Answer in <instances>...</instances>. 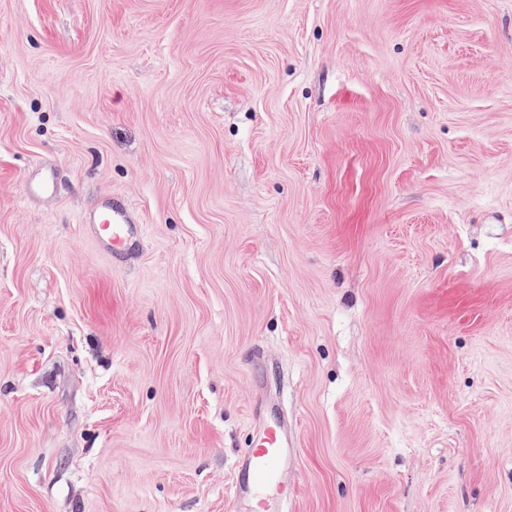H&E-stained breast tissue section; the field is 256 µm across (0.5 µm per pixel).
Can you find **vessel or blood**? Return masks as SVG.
Wrapping results in <instances>:
<instances>
[{
	"mask_svg": "<svg viewBox=\"0 0 512 512\" xmlns=\"http://www.w3.org/2000/svg\"><path fill=\"white\" fill-rule=\"evenodd\" d=\"M91 233L112 254L129 251L143 238V228L135 224L128 210L106 200L85 217ZM288 446V435L279 422L264 424L254 445L239 465L235 492H247L259 505H266L273 493L282 492L280 464Z\"/></svg>",
	"mask_w": 512,
	"mask_h": 512,
	"instance_id": "vessel-or-blood-1",
	"label": "vessel or blood"
}]
</instances>
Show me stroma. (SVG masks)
<instances>
[{
  "instance_id": "1",
  "label": "stroma",
  "mask_w": 512,
  "mask_h": 512,
  "mask_svg": "<svg viewBox=\"0 0 512 512\" xmlns=\"http://www.w3.org/2000/svg\"><path fill=\"white\" fill-rule=\"evenodd\" d=\"M270 418L272 512H512V0H0V512H254ZM91 233L103 247L113 255L129 251L143 238L141 224H134L128 210L110 199L97 205L96 209L83 219ZM288 448V435L278 422L264 424L258 431L254 445L239 465L240 478L235 492L245 491L262 507L270 512L267 502L273 492H283L280 480V464Z\"/></svg>"
}]
</instances>
